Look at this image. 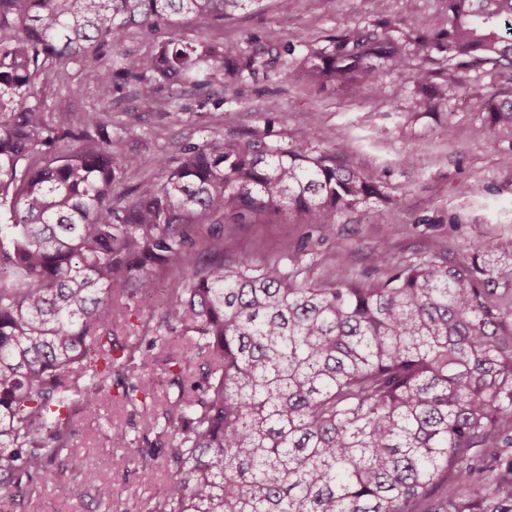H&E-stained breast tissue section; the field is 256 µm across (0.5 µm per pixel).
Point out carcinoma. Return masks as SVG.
I'll list each match as a JSON object with an SVG mask.
<instances>
[{
    "label": "carcinoma",
    "mask_w": 512,
    "mask_h": 512,
    "mask_svg": "<svg viewBox=\"0 0 512 512\" xmlns=\"http://www.w3.org/2000/svg\"><path fill=\"white\" fill-rule=\"evenodd\" d=\"M262 0H0V489L30 495L71 445L76 412L116 394L171 473L151 512H512V263L432 255L376 258L384 275L332 272L301 285L279 263L199 254L203 231L304 212L325 231L380 195V179L304 145L188 143L160 179L128 197L125 131L112 111L45 112L52 71L109 56L107 87L177 101L188 86L256 75L255 54L224 55L204 33ZM192 18L154 51L128 31ZM357 27L314 50L280 31L273 58L357 97L380 73L448 99V80L490 65L512 74V0H448V28L397 36ZM448 51V72L425 66ZM478 132L512 125L492 97ZM63 141L76 149L56 154ZM171 277L157 313L155 277ZM181 329H176L172 321ZM164 357L170 392L148 399L143 373ZM143 397H138V394ZM85 483L93 460L73 459Z\"/></svg>",
    "instance_id": "1"
}]
</instances>
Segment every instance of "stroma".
<instances>
[{
    "label": "stroma",
    "instance_id": "stroma-1",
    "mask_svg": "<svg viewBox=\"0 0 512 512\" xmlns=\"http://www.w3.org/2000/svg\"><path fill=\"white\" fill-rule=\"evenodd\" d=\"M389 18L402 32L432 36L448 26L446 0H263L260 9L235 12L210 31L227 53L255 52L254 36L274 27L283 39L300 32L316 46L327 36L367 27ZM294 55L282 57L268 74L225 79L222 100H206L186 89L179 119L167 118V94L144 100L126 97L139 122L128 134L127 152L173 160L181 147L213 137H252L273 145L302 144L335 156L337 162L381 177V194L368 203L340 211L333 233H323L305 216H258L248 224L224 227V254L248 255L255 263L277 261L295 280L318 284L334 270L371 272L376 253L396 260L449 254L460 258L484 246L512 258V128L490 138L477 136L490 95H512V77L486 69L449 84L448 99L430 112L417 111L407 77L383 75L375 92L355 96L346 89L319 87L297 68ZM47 111L95 112L104 96L94 75L71 66L37 87ZM414 153V166L403 164ZM141 439L135 410L103 397L75 418L68 456L60 457L30 496L0 490V512H148L153 496L170 480L162 460L152 463L154 480H141L143 459L132 448L111 444L113 425ZM91 457L99 487L74 497L71 486L83 475L69 455ZM122 468H115V461ZM108 486L111 496L100 488Z\"/></svg>",
    "mask_w": 512,
    "mask_h": 512
}]
</instances>
